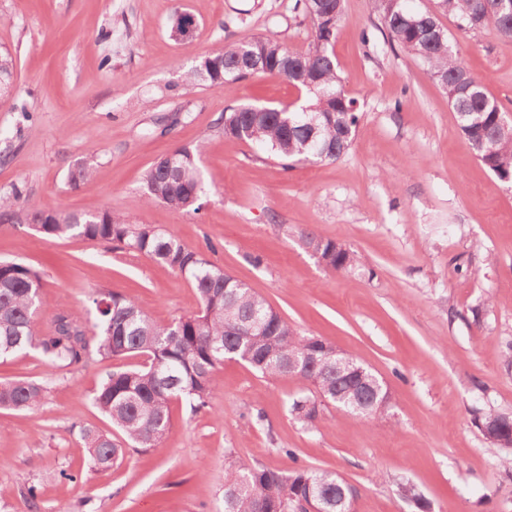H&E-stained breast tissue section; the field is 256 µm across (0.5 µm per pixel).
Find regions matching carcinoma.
<instances>
[{
  "label": "carcinoma",
  "mask_w": 512,
  "mask_h": 512,
  "mask_svg": "<svg viewBox=\"0 0 512 512\" xmlns=\"http://www.w3.org/2000/svg\"><path fill=\"white\" fill-rule=\"evenodd\" d=\"M407 0L383 5L373 0L381 17L382 34L392 48L419 61L443 86L448 105L456 112L459 130L476 158L499 180L512 182V120L506 109L486 91L483 79L463 60L457 38L443 31L432 43L417 40V31L440 23L438 14L452 16L462 34L490 30L512 35V12L500 8L501 0H436V11L413 10ZM345 0H294L292 11L313 24V43L297 53L282 43L261 36L231 45H218L201 56L186 81H205L217 88L251 75L284 77L307 93L306 106L322 113L316 128L313 114L303 107L288 110L242 105L226 110L224 137L251 141L282 160L334 162L352 145L359 128L356 101L336 93L343 87L334 42L343 18ZM96 160L89 156L69 169L76 186L90 179ZM204 186L195 153L178 148L159 158L145 178L143 201H162L179 213H197ZM20 194L0 196V223H11L23 211ZM33 230L49 238L81 237L137 251L170 268L196 289L198 312L159 322L132 301L101 292L92 299L94 316L59 310L53 328L43 336L34 331L41 311L40 274L17 262H0V359L35 350L53 365L82 367L97 357L101 361L143 355L136 367H118L98 385L93 405L124 437L81 426L78 435L88 448V467L107 471L123 460L125 447L155 448L171 426L170 409L183 400L191 409L207 407L213 374L227 359L248 364L263 375H289L290 364L308 362L298 378L310 383L315 394L290 400L292 415L312 429L322 406L354 403L351 413L364 418L383 414L373 405L376 392L371 369L355 376L336 373L335 346L321 339L308 343L263 298L199 250L185 246L174 235L149 226L132 224L126 216L105 208L68 212L58 205L26 211ZM325 266L342 270L355 262L353 252L336 251V241L303 235ZM47 383L20 379L0 383V409L25 410L42 405ZM485 439L508 452L503 458L506 477L512 479V415L489 411L474 418ZM354 490L325 470L295 468L287 473L255 466L227 454L224 470V512H296L317 502L325 512H347Z\"/></svg>",
  "instance_id": "obj_1"
}]
</instances>
